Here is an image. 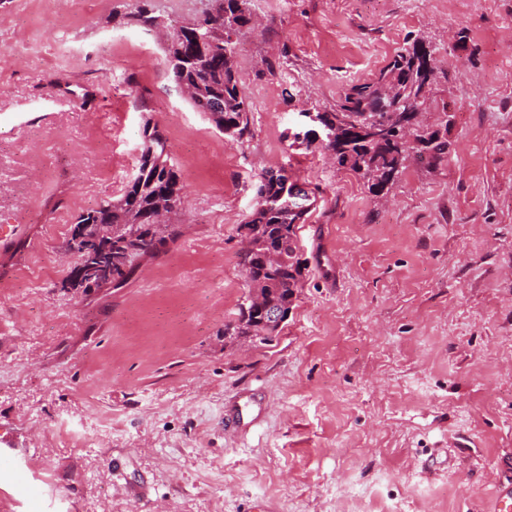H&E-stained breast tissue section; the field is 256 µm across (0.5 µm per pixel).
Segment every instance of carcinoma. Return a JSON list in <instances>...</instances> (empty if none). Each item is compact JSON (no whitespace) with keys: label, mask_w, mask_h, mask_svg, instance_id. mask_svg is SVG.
Returning a JSON list of instances; mask_svg holds the SVG:
<instances>
[{"label":"carcinoma","mask_w":512,"mask_h":512,"mask_svg":"<svg viewBox=\"0 0 512 512\" xmlns=\"http://www.w3.org/2000/svg\"><path fill=\"white\" fill-rule=\"evenodd\" d=\"M211 2L204 26L183 27L172 37L165 48L166 61L175 83L194 90L189 97L194 110L219 131L241 139L248 132L249 121L236 77L235 47L255 21L249 0ZM129 18L141 27L156 23L144 4ZM436 51L421 36L406 39L374 79L351 85L335 108L318 113L317 126L306 136L307 144L317 142L324 151L332 152L337 167L363 179L376 199L389 193L411 162L434 169L448 157V120L407 129L401 126L406 106L431 108ZM367 118L380 129L381 136L361 129ZM139 138L138 166L123 193L78 215L66 242V250L76 253L80 262L112 268V278H102L101 288L125 286L143 260L159 255L182 236L181 225L169 219L181 208L182 185L168 139L149 119ZM295 185L283 168L262 174L254 209L244 224L249 247L238 255L247 283L273 288L275 300L291 304L302 277L297 231L316 202L305 191L295 195L294 208L284 205ZM271 251L277 254L274 261L266 258ZM255 321V314L243 302L236 318L224 325V335L246 336L253 331L259 344H271L280 330L262 331Z\"/></svg>","instance_id":"obj_1"}]
</instances>
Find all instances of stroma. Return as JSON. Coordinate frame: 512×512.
<instances>
[{
    "label": "stroma",
    "instance_id": "35a3bbf8",
    "mask_svg": "<svg viewBox=\"0 0 512 512\" xmlns=\"http://www.w3.org/2000/svg\"><path fill=\"white\" fill-rule=\"evenodd\" d=\"M147 2L157 23L128 20ZM210 0H0V453L44 495L0 512H487L512 454V0H250L242 139L164 49ZM450 152L379 203L299 134L411 35ZM166 133L182 237L118 289L62 287L76 216ZM318 192L277 338L224 345L269 168Z\"/></svg>",
    "mask_w": 512,
    "mask_h": 512
}]
</instances>
